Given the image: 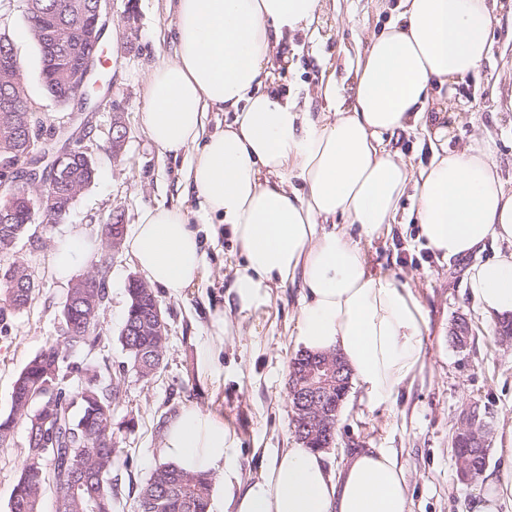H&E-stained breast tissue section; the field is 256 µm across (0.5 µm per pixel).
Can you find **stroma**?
I'll return each instance as SVG.
<instances>
[{
	"mask_svg": "<svg viewBox=\"0 0 512 512\" xmlns=\"http://www.w3.org/2000/svg\"><path fill=\"white\" fill-rule=\"evenodd\" d=\"M397 2L326 0L318 23L319 42L296 37L286 58L272 59L276 83L312 86L323 69L332 67L338 85L348 86L358 52L388 24ZM174 13L175 0H112L108 29L117 62L99 70L104 102L82 109L74 102L59 105L45 92L25 0H0V34L10 40L20 60L32 109L48 130L67 121L70 113H78L89 132L76 146L96 167L94 181L59 222L30 225L16 244L15 256L28 264L36 288L29 307L0 322V414L9 412L14 381L26 363L61 336L71 283L92 273V263L101 255L110 254L99 314L105 339L92 353H78L75 360L90 373L108 366L111 378L120 383V400L112 411L113 436L121 450L112 469L115 512H135L140 485L162 461L158 448L163 426L186 403L217 413L236 431L243 476L258 474L262 463L276 450L290 447L294 439L288 373L298 347L288 323L296 290L273 289L269 304L243 323L239 338L215 347L208 336L209 315L223 306L232 269L241 259L231 240L212 238L209 229H202L208 278L177 296L156 289L168 337L162 366L151 380L140 379L130 369L120 341L129 306L128 282L141 272L127 247L109 252L104 225L118 213L126 229H133L143 212L157 205L196 208L186 189L188 155L161 154L141 121L149 71L174 56ZM490 41L488 58L456 88L452 102L457 118L448 145L457 147L476 136L491 138L501 175L512 187V110L507 107L512 74L505 68L512 61V37L500 27ZM288 61L293 64L289 70L284 67ZM118 119L126 123L128 137L116 157L109 138ZM416 209L415 197L403 198L396 224L367 247L366 256L371 269L392 272L414 289L428 322L423 338L425 367L395 398L380 405L369 404L360 388L350 387L327 460L337 470L358 449L390 450L406 472L410 512H465L475 489L458 479L452 435L459 415L471 406L485 413L494 430L512 418V345L498 342L495 323L464 290L469 259H442L418 238ZM76 236L90 247V258L59 275L54 252ZM461 317L471 327L462 349L448 339L452 324ZM208 348L213 362L204 373L198 359ZM26 442L27 432L20 425L11 445L0 448V512H9Z\"/></svg>",
	"mask_w": 512,
	"mask_h": 512,
	"instance_id": "35a3bbf8",
	"label": "stroma"
}]
</instances>
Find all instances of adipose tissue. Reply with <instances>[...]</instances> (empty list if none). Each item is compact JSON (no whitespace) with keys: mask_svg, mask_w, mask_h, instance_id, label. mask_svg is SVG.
I'll list each match as a JSON object with an SVG mask.
<instances>
[{"mask_svg":"<svg viewBox=\"0 0 512 512\" xmlns=\"http://www.w3.org/2000/svg\"><path fill=\"white\" fill-rule=\"evenodd\" d=\"M324 6L178 0L175 54L150 73L142 120L163 154L191 155L186 179L200 213L241 248L212 340L239 332L272 289H297L296 344L340 354L377 404L424 368L428 322L416 295L395 275L372 271L365 254L396 223L407 189L436 254L461 258L496 245L493 258L467 268L464 287L485 317L512 318V188L493 144L445 148L455 115L443 102L432 131L442 148L428 167L413 170L385 142L417 125L433 86H455L481 65L500 17L488 0H402L397 20L358 56L349 97H340L334 73L322 74L309 95L328 109L313 112L297 90L275 86L268 63L296 36L313 37ZM213 110L234 119L210 133ZM127 245L147 282L174 295L209 271L199 230L180 206L147 210ZM495 446L502 464L484 472L466 512H512V420L501 422ZM159 452L184 471L218 475L224 512H409L404 469L382 448L356 450L335 471L298 441L245 479L235 432L188 403L165 424Z\"/></svg>","mask_w":512,"mask_h":512,"instance_id":"adipose-tissue-1","label":"adipose tissue"}]
</instances>
